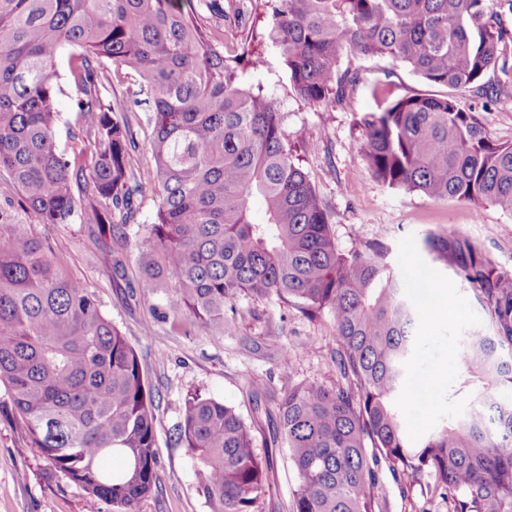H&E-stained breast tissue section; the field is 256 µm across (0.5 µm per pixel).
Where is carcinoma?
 I'll return each mask as SVG.
<instances>
[{
  "mask_svg": "<svg viewBox=\"0 0 512 512\" xmlns=\"http://www.w3.org/2000/svg\"><path fill=\"white\" fill-rule=\"evenodd\" d=\"M262 37L279 50L308 105L340 101L358 74L343 54L388 58L441 96L391 97L360 120L361 151L382 184L436 201L512 211V145L494 141L455 92L512 61V0H264ZM68 52L74 111L88 119L57 149L56 63ZM139 77L152 101L155 178L132 165L135 109L104 102L103 61ZM248 42L224 51L196 0H0V383L17 440L85 493L133 512L155 485L153 393L140 356L50 239L18 219L94 224L124 245L139 200L157 202L137 249L144 288L169 289L175 314L231 328L243 296L291 302L334 327L339 378L288 384L278 439L298 483L290 512H382L375 466L448 499V512H512V276L467 238L430 234L432 259L467 283L492 322L471 336L448 400L468 410L416 440L406 430V377L420 339L418 302L379 242L343 251L330 213L295 162L276 102L244 86L264 65ZM260 201L266 220L250 211ZM177 441L208 512H257L270 460L236 408L188 397ZM107 456L122 459L107 469Z\"/></svg>",
  "mask_w": 512,
  "mask_h": 512,
  "instance_id": "1",
  "label": "carcinoma"
}]
</instances>
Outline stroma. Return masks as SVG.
<instances>
[{"instance_id":"stroma-1","label":"stroma","mask_w":512,"mask_h":512,"mask_svg":"<svg viewBox=\"0 0 512 512\" xmlns=\"http://www.w3.org/2000/svg\"><path fill=\"white\" fill-rule=\"evenodd\" d=\"M259 0H219V12L202 10L205 22L220 27L225 48L242 43L244 30L259 11ZM265 66L246 73V83L261 86L283 115L289 142L299 149L301 165L331 214V231L342 250L368 241L388 248L387 262L407 282L421 275L437 285V296L451 305L422 323V338L408 373L409 381L439 375L430 403H408L406 428L420 437L449 414L445 389L459 372L457 352L466 337L485 336L491 329L489 314L472 290L444 265L432 260L424 239L430 234L455 233L473 241L502 272L512 275V211L486 203L480 207L453 201L440 202L416 193L389 188L376 181L360 152L363 139L358 120L375 103L370 85L385 78L394 96L443 94L408 68L386 59L342 57L340 65L358 72L360 81L343 104L310 106L292 90L278 50L264 44ZM108 76L101 89L104 100L137 101L135 125L138 150L132 163L142 177L152 175L147 123L151 106L130 70L106 63ZM483 84L495 88L493 98L463 90L457 102L473 113L496 142L512 144V72L487 74ZM156 212L146 198L132 224L122 250L126 275L108 276V251L97 243L91 224L37 225L48 235L56 254L93 292L102 311L139 353L154 391L158 423L157 485L136 507V512H208L196 490V476L185 448L176 442L180 408L187 395L197 392L229 403L255 429L258 452H272L274 468L259 499V512H289L296 471L287 448L273 444L279 426L278 404L289 384L332 386L339 377L332 348L334 328L329 315L311 319L292 304L277 299L243 298L236 304L238 326L223 332L173 315L165 290L142 288L132 266L138 246ZM266 384L262 392L254 380ZM377 494L388 512H448L440 496L420 489L402 492L386 466H379ZM0 512H86L81 488L55 474L35 449L24 447L10 421L0 415Z\"/></svg>"}]
</instances>
